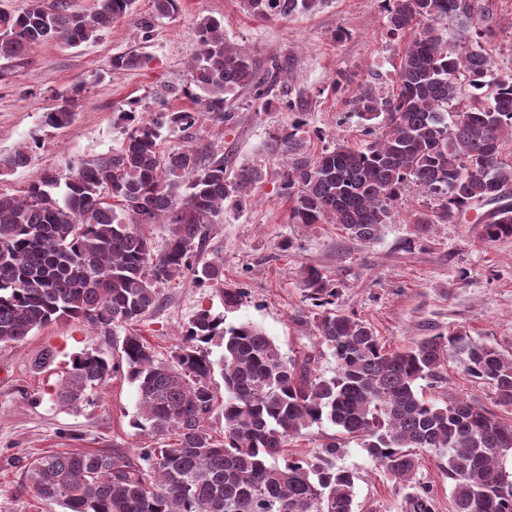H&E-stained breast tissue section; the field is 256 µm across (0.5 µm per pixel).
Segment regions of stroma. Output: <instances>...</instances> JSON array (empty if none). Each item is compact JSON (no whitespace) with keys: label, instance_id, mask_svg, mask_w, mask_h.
Wrapping results in <instances>:
<instances>
[{"label":"stroma","instance_id":"obj_1","mask_svg":"<svg viewBox=\"0 0 512 512\" xmlns=\"http://www.w3.org/2000/svg\"><path fill=\"white\" fill-rule=\"evenodd\" d=\"M475 24L483 47L499 72H512V0H475ZM153 16L152 0H135L130 15L97 38L77 47L49 43L30 61L0 78V155L32 146L27 168L0 176V195H21L42 171L67 174L70 167L119 150L129 126L124 115L157 111L161 84H190L189 65L198 52L196 26L212 17L224 36L248 50L259 75L278 70L275 84L244 88L229 98L231 123L203 120L191 141L176 129L162 132L163 149L191 145L201 159L224 155L229 171L262 169L244 207L225 202L204 247L208 259H222V283L185 275L161 287L157 310L133 327L110 333L70 320L33 330L20 342L0 344V512H64L40 501L25 484L29 459L59 451L119 448L130 456L157 445V438L134 427L137 390L122 372L111 373L78 407L60 406L53 394L73 359L93 352L115 361L124 336H144L157 358H168L189 319L200 307L225 314L227 321L260 326L284 355L314 350L313 327L298 326L299 312L311 311L299 270L319 269L339 288L336 306L369 322L385 347L400 349L424 336L466 330L492 344L512 346V238L488 242L478 219L486 206L472 208L452 224L420 233L414 215L433 209L436 199L410 190L394 208L378 241L361 244L334 224H292L281 193L282 160L271 137L295 116L306 125L311 151L368 141L353 105L360 89L386 97L395 89L404 48L387 26L384 0H324L316 11L281 18H255L242 0H179L173 15L154 18L151 33L140 19ZM345 31L333 41L336 31ZM149 55L142 68L116 70L114 57L131 50ZM79 87L70 124L47 125L43 114L59 91ZM293 247L282 250L283 241ZM243 288L239 309L225 312L223 291ZM356 475L357 512H404L408 487L394 484L374 467L359 442L340 459Z\"/></svg>","mask_w":512,"mask_h":512}]
</instances>
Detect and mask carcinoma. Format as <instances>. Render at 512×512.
Listing matches in <instances>:
<instances>
[{"instance_id": "cac0c4a2", "label": "carcinoma", "mask_w": 512, "mask_h": 512, "mask_svg": "<svg viewBox=\"0 0 512 512\" xmlns=\"http://www.w3.org/2000/svg\"><path fill=\"white\" fill-rule=\"evenodd\" d=\"M135 0H96L88 13L70 0H30L28 9H0V61L28 62L48 42L77 47L125 17ZM323 0H243L247 13L291 17L315 11ZM474 0H394L390 34L408 38L396 92L377 98L370 88L355 98L360 117H384L363 148L338 143L311 153L296 124L273 137L286 159L282 194L292 224H338L352 239L379 240L393 205L416 186L439 208L417 214L427 230L451 224L463 206L498 204L481 224L488 242L512 237V74L472 39ZM455 19L449 40L442 23ZM199 53L191 84L203 91L196 111L156 112L128 128L123 147L81 163L66 175L43 171L24 195H0V343L19 342L53 321L76 319L110 332L139 322L160 304L157 284L191 273L219 281L224 264L201 260L209 227L224 201L239 206L263 174L243 167L227 177L224 156L200 164L192 149L161 148V130L175 125L188 138L202 117L227 124L226 95L256 80L251 56L224 38L215 18L196 27ZM141 52L112 59L115 69H137ZM77 90L57 96L45 122L61 128L73 117ZM30 148L0 155V175L25 168ZM190 177L187 192L179 189ZM169 226L156 255L138 225ZM305 298L320 309L295 321L313 324L320 346L336 361L329 377L315 372L316 356H284L259 326L227 324L200 307L170 358L160 361L146 340L131 334L111 364L84 353L55 393L76 405L120 370L136 384L134 426L162 439L140 462L119 449L55 452L29 459L22 475L37 497L68 512H356L354 473L336 464L346 442L359 440L368 459L400 484H412L419 452L439 458L453 512H512V424L484 405L459 396L425 397L424 387L446 382L448 362L512 409V350L489 345L462 329L425 336L411 346H383L371 324L331 309L338 289L315 267L301 270ZM247 293L224 289V309ZM224 345L219 361L205 345ZM224 379V434L208 424L211 379ZM327 421L336 436L311 456L288 452L291 441ZM406 512H435L430 492L405 497Z\"/></svg>"}]
</instances>
